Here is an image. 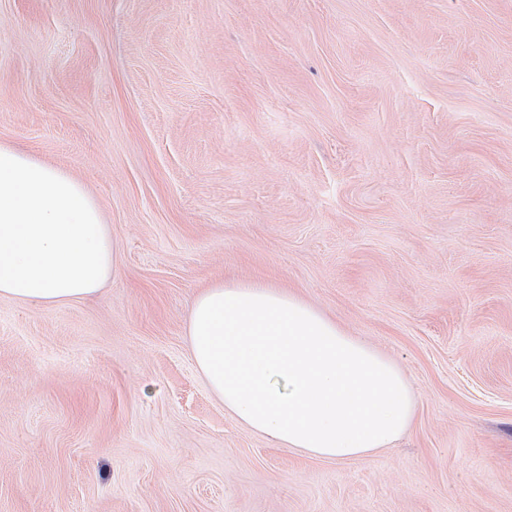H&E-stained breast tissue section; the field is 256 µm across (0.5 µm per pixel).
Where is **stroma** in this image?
I'll return each instance as SVG.
<instances>
[{"label":"stroma","instance_id":"35a3bbf8","mask_svg":"<svg viewBox=\"0 0 512 512\" xmlns=\"http://www.w3.org/2000/svg\"><path fill=\"white\" fill-rule=\"evenodd\" d=\"M0 143L112 235L98 294L0 300V512H512V0H0ZM230 280L391 356L410 429L238 424L186 336Z\"/></svg>","mask_w":512,"mask_h":512}]
</instances>
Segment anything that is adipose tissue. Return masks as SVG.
<instances>
[{"instance_id": "ef3b65f1", "label": "adipose tissue", "mask_w": 512, "mask_h": 512, "mask_svg": "<svg viewBox=\"0 0 512 512\" xmlns=\"http://www.w3.org/2000/svg\"><path fill=\"white\" fill-rule=\"evenodd\" d=\"M111 274L112 237L88 188L0 143V298L61 305L97 293ZM186 335L225 411L279 447L356 459L412 424L416 394L399 365L293 292L211 285Z\"/></svg>"}]
</instances>
